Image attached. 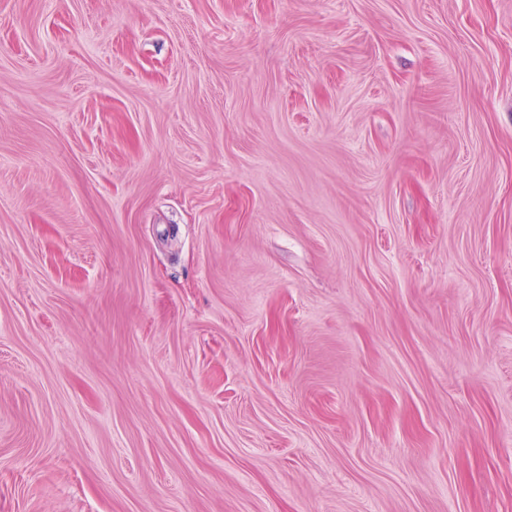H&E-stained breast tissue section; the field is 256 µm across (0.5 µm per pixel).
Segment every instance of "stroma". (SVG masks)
Returning <instances> with one entry per match:
<instances>
[{
    "label": "stroma",
    "mask_w": 512,
    "mask_h": 512,
    "mask_svg": "<svg viewBox=\"0 0 512 512\" xmlns=\"http://www.w3.org/2000/svg\"><path fill=\"white\" fill-rule=\"evenodd\" d=\"M0 512H512V0H0Z\"/></svg>",
    "instance_id": "1"
}]
</instances>
